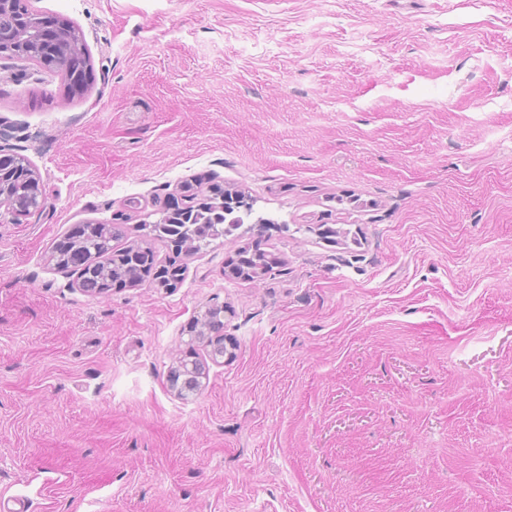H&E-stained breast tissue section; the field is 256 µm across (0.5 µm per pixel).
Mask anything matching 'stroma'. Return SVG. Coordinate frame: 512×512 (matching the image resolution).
Here are the masks:
<instances>
[{
    "label": "stroma",
    "mask_w": 512,
    "mask_h": 512,
    "mask_svg": "<svg viewBox=\"0 0 512 512\" xmlns=\"http://www.w3.org/2000/svg\"><path fill=\"white\" fill-rule=\"evenodd\" d=\"M94 79L0 59V500L30 512H512V0H31ZM283 222L280 263L93 295L51 257L184 182ZM224 307L222 363L168 381ZM184 370H188V372L184 373ZM204 373L205 366L198 359L189 360L184 358L180 361V365L172 371L171 382L174 387L179 388L181 394L193 393L198 390L200 386L199 379L203 377Z\"/></svg>",
    "instance_id": "1"
}]
</instances>
